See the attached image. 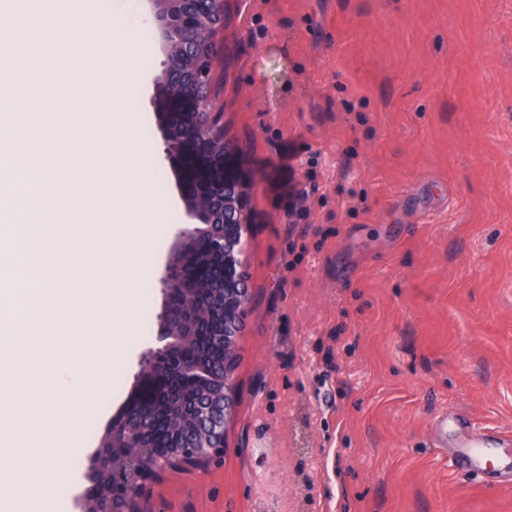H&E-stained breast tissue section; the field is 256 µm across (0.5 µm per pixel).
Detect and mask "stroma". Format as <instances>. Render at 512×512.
Instances as JSON below:
<instances>
[{
    "mask_svg": "<svg viewBox=\"0 0 512 512\" xmlns=\"http://www.w3.org/2000/svg\"><path fill=\"white\" fill-rule=\"evenodd\" d=\"M140 30L137 130L166 209L123 370L64 428L83 512L100 436L141 386L186 227L158 117L165 53L149 0H111ZM63 93L109 100L116 55L94 33L64 47ZM224 133L252 181L251 304L224 454L156 477L145 512H512L494 461L456 459L465 432L512 435V0H229L212 74ZM460 415L438 441L433 424Z\"/></svg>",
    "mask_w": 512,
    "mask_h": 512,
    "instance_id": "obj_1",
    "label": "stroma"
}]
</instances>
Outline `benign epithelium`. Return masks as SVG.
<instances>
[{
  "instance_id": "benign-epithelium-1",
  "label": "benign epithelium",
  "mask_w": 512,
  "mask_h": 512,
  "mask_svg": "<svg viewBox=\"0 0 512 512\" xmlns=\"http://www.w3.org/2000/svg\"><path fill=\"white\" fill-rule=\"evenodd\" d=\"M166 52L162 94L158 101L160 126L167 157L178 167L184 186V199L190 227L181 231L174 253L194 247L224 259V295L237 303L227 316L224 345L237 347L241 323L251 299L245 268L243 232L248 222L247 183L239 169L237 151L224 136L211 93L201 91L207 68H187L183 61L205 53L208 68L218 61L217 47L224 40L227 0H150ZM212 197L221 203L224 223L234 224L240 233L234 237L216 226ZM197 272L178 258L165 269L166 306L157 336L159 346L152 353L164 375L143 383L141 392H151L157 402L169 395L171 380L177 374L176 356L181 337L194 333L201 320L196 303L185 297L195 291ZM207 434L209 448H176L165 457H130L134 477L130 480L112 469V448L98 446L97 455L84 477L89 483L85 499L96 505V512H131L146 492V481L163 472L201 468L224 451L228 424L236 413L234 375L224 378V398H205L197 403Z\"/></svg>"
}]
</instances>
